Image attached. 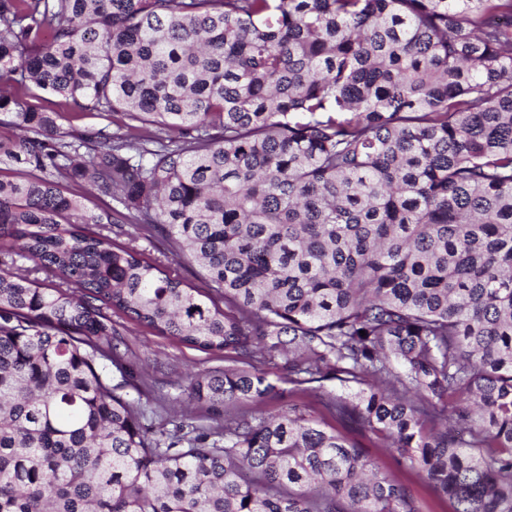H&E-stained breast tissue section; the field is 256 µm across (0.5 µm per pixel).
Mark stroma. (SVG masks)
<instances>
[{"label": "stroma", "instance_id": "obj_1", "mask_svg": "<svg viewBox=\"0 0 512 512\" xmlns=\"http://www.w3.org/2000/svg\"><path fill=\"white\" fill-rule=\"evenodd\" d=\"M112 325L125 343L123 364L140 385L147 421L212 425L213 415L208 404L188 401L185 389L190 376L220 373L229 367L230 362L223 353L204 352L174 338L158 335L119 313L113 314ZM252 365L277 386L280 395L266 399L260 405L250 402L235 405L234 414L254 417L262 410H280L288 402L286 394L292 390V383L267 351L258 352ZM360 443L366 452L379 458L384 469L396 480L417 490L423 512H452L449 501L435 493L415 470L397 463L392 454L384 452L379 441L364 437Z\"/></svg>", "mask_w": 512, "mask_h": 512}]
</instances>
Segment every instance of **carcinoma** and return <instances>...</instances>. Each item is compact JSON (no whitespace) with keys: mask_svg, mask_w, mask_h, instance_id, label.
<instances>
[{"mask_svg":"<svg viewBox=\"0 0 512 512\" xmlns=\"http://www.w3.org/2000/svg\"><path fill=\"white\" fill-rule=\"evenodd\" d=\"M0 114V512H423L351 433L453 512H512V0H0ZM110 310L358 389L334 426L290 402L152 429ZM275 395L187 387L218 416ZM112 240L118 244L129 246L144 252L148 258L160 257V252L166 248V241L161 236L147 238L136 224H124L121 230L114 228ZM166 267L172 276L181 279L187 286L198 288L200 291H208L207 285L198 274V268L195 263L188 261L170 260ZM356 439L370 455L378 457L384 469L401 483L412 485L417 491L422 501L424 512H452L449 501L443 496L438 495L430 488L416 473L415 470L407 467L405 464L399 465L394 456L384 452L380 447V441L373 437L370 441L367 437L359 434H353Z\"/></svg>","mask_w":512,"mask_h":512,"instance_id":"cac0c4a2","label":"carcinoma"}]
</instances>
